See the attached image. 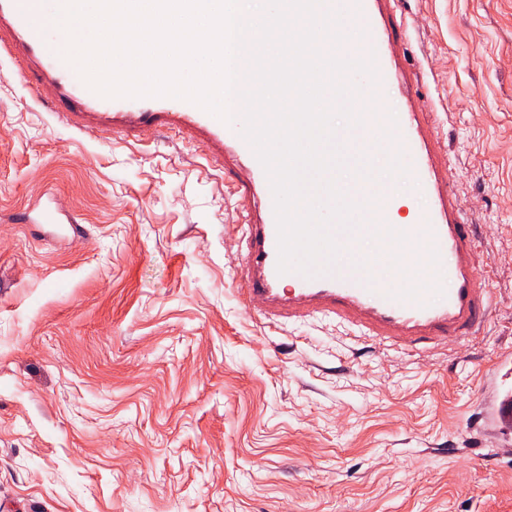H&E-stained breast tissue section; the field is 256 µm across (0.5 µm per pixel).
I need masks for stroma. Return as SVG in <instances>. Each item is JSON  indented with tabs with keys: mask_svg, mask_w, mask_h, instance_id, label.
Returning <instances> with one entry per match:
<instances>
[{
	"mask_svg": "<svg viewBox=\"0 0 512 512\" xmlns=\"http://www.w3.org/2000/svg\"><path fill=\"white\" fill-rule=\"evenodd\" d=\"M493 305L410 354L238 297L230 175L176 133L105 142L0 77V512H512L484 401L512 353V0H401ZM375 172L423 205L399 149ZM73 224H19L34 202Z\"/></svg>",
	"mask_w": 512,
	"mask_h": 512,
	"instance_id": "stroma-1",
	"label": "stroma"
}]
</instances>
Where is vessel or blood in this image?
Returning a JSON list of instances; mask_svg holds the SVG:
<instances>
[{
  "instance_id": "obj_1",
  "label": "vessel or blood",
  "mask_w": 512,
  "mask_h": 512,
  "mask_svg": "<svg viewBox=\"0 0 512 512\" xmlns=\"http://www.w3.org/2000/svg\"><path fill=\"white\" fill-rule=\"evenodd\" d=\"M37 2L0 0V56L12 61L15 77L50 112L72 129L96 131L108 139L129 141L147 129L175 130L202 145L215 166L234 172L231 194L240 207L243 239L238 292L247 311L270 325L326 318L358 336L404 350L424 345L439 352L449 343L476 336L491 290L479 268L473 227L463 222V204L449 185L451 171L438 128L423 120L418 97H409L406 112L396 120L382 106L385 89L403 75L404 50L414 37L408 23L390 21L388 7L396 0H323L322 9H342L359 25L379 74L378 80L361 82L356 106L364 118L360 125L348 127V136L399 143L405 170L431 201L415 213L413 223L393 224L397 202L390 186L364 177L374 202L358 216L353 236L376 240L384 253L401 238L418 243L436 270L427 288L392 287L372 260L349 251L326 273L312 278L278 274L273 194L238 124H225L179 99L97 95L52 43ZM25 219L30 224L74 221L57 207L40 203L28 209ZM486 416L499 431L512 430V395L493 394Z\"/></svg>"
}]
</instances>
